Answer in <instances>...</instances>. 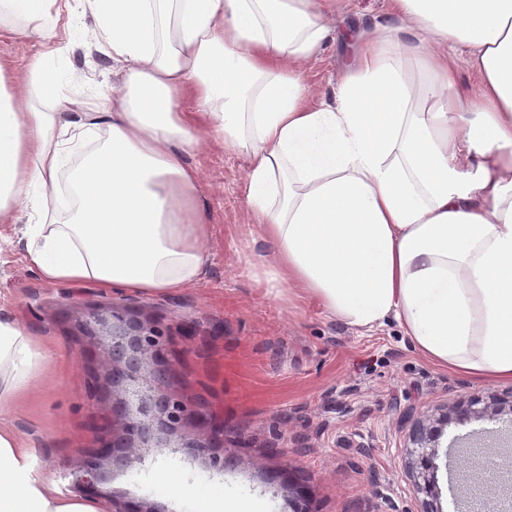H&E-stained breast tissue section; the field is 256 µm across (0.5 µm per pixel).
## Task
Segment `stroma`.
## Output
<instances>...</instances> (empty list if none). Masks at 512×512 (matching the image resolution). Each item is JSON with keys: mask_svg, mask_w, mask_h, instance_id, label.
<instances>
[{"mask_svg": "<svg viewBox=\"0 0 512 512\" xmlns=\"http://www.w3.org/2000/svg\"><path fill=\"white\" fill-rule=\"evenodd\" d=\"M68 3L52 58L70 77L51 97L28 104L94 112L121 77L91 48L89 11L81 0ZM387 9L388 0H343L335 46L306 69L314 95L330 94L352 55L347 27L387 22ZM187 161L199 171L211 226L205 273L190 287L144 293L89 282L49 285L25 259V227L40 223V215L22 208L19 222L0 224V320L58 352L12 415L39 475L63 496L74 495L73 473L84 456L123 435L125 395L97 339L79 327L91 308L112 304L131 319L154 322L167 337L161 392L223 420L224 437L210 455L223 457L224 469L214 470L210 455L194 448L208 433L186 421L181 447L133 451L127 466L110 471L98 495L109 512L128 503L182 512L177 498L156 497L150 488L170 474L261 499L267 512H423L429 502L437 512H461L476 498L512 501V414L445 427L433 500L415 485L409 439L416 423L471 397L512 396V381L484 382L432 366L396 322L366 332L326 318L313 301L270 292L256 277L272 268L273 249L249 234L247 154L205 142ZM291 483L306 487L308 498L285 497Z\"/></svg>", "mask_w": 512, "mask_h": 512, "instance_id": "stroma-1", "label": "stroma"}]
</instances>
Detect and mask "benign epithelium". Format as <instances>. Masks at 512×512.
Segmentation results:
<instances>
[{"label": "benign epithelium", "instance_id": "1", "mask_svg": "<svg viewBox=\"0 0 512 512\" xmlns=\"http://www.w3.org/2000/svg\"><path fill=\"white\" fill-rule=\"evenodd\" d=\"M106 311L109 312L107 317L97 311L92 312L81 325L91 332L96 325L110 326V338L99 339V344L112 361H126L125 369L118 372V376L127 398L135 406V410L128 414L124 426L129 447H152V423L148 421L150 417L157 420L159 430L168 442L180 438L179 429L188 419L198 421L214 437L223 436L219 432L222 423L215 422L210 413L192 409L176 398L154 401L159 378L144 368L143 359H163L167 341L155 323L128 319L122 310L114 306L107 307ZM449 420L450 416L445 412L434 419L431 426L416 425L411 432L415 453L413 477L417 488L428 495L435 488L433 460L437 457L438 439ZM114 458L116 449L104 443L79 467L74 473L75 485L83 495L94 497L99 494L102 465Z\"/></svg>", "mask_w": 512, "mask_h": 512}]
</instances>
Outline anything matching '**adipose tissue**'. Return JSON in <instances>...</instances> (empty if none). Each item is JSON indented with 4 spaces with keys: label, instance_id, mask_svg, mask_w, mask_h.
<instances>
[{
    "label": "adipose tissue",
    "instance_id": "adipose-tissue-1",
    "mask_svg": "<svg viewBox=\"0 0 512 512\" xmlns=\"http://www.w3.org/2000/svg\"><path fill=\"white\" fill-rule=\"evenodd\" d=\"M56 0H0L13 33L51 45ZM96 49L124 78L96 112H44L47 56L0 70V223L17 203L64 204L26 227L45 283L154 293L199 281L208 254L203 138L246 151L251 232L273 248L269 289L346 325L395 319L430 362L512 381V0H389L358 32L331 98L305 67L336 37L339 0H83ZM422 65L426 83L406 76ZM470 81L461 84V70ZM52 357L0 322V512H107L36 473L9 416ZM185 512H265L211 483H155Z\"/></svg>",
    "mask_w": 512,
    "mask_h": 512
}]
</instances>
